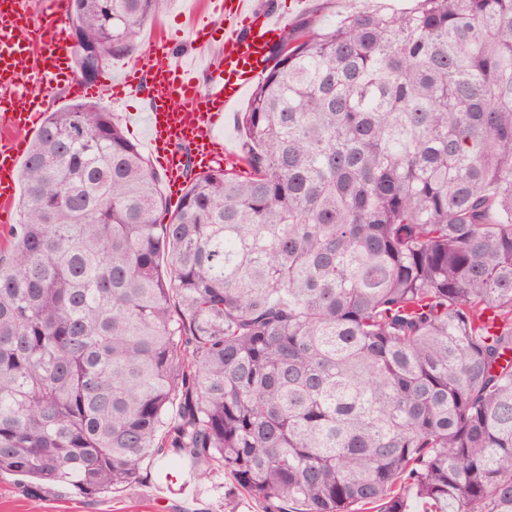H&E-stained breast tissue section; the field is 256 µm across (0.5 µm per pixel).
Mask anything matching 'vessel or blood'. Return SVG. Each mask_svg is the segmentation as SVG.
I'll use <instances>...</instances> for the list:
<instances>
[{
  "label": "vessel or blood",
  "mask_w": 512,
  "mask_h": 512,
  "mask_svg": "<svg viewBox=\"0 0 512 512\" xmlns=\"http://www.w3.org/2000/svg\"><path fill=\"white\" fill-rule=\"evenodd\" d=\"M203 10L190 52L165 35L155 36L149 65L127 63L120 78L104 76L98 87L71 77L66 0H42L36 21L29 0H0L1 224L11 220L17 170L47 108L46 95L62 84L75 99L98 96L105 86L112 101L147 100L141 116L145 146L161 160L172 202L182 196L188 168L207 169L219 159L237 162L220 135L224 114L269 68L283 16L269 0H204ZM214 18L224 25V42L218 56L208 59L202 51L210 44L207 29Z\"/></svg>",
  "instance_id": "obj_1"
}]
</instances>
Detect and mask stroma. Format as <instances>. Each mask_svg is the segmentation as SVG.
Instances as JSON below:
<instances>
[{"mask_svg":"<svg viewBox=\"0 0 512 512\" xmlns=\"http://www.w3.org/2000/svg\"><path fill=\"white\" fill-rule=\"evenodd\" d=\"M202 2L170 0L162 13L142 28L136 60L148 64V42L155 33L187 43ZM99 102L112 113L126 137L143 146L145 131L137 115L146 110V100L131 98L115 103L104 95ZM194 473L190 462L171 465L150 458L137 480L112 493L86 496L59 484L46 487L37 497L30 493L31 478L0 473V512H263V504L240 491L229 473L217 470L201 482L194 480Z\"/></svg>","mask_w":512,"mask_h":512,"instance_id":"1","label":"stroma"}]
</instances>
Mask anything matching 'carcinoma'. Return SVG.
Masks as SVG:
<instances>
[{"instance_id": "cac0c4a2", "label": "carcinoma", "mask_w": 512, "mask_h": 512, "mask_svg": "<svg viewBox=\"0 0 512 512\" xmlns=\"http://www.w3.org/2000/svg\"><path fill=\"white\" fill-rule=\"evenodd\" d=\"M167 0H74L95 60ZM283 29L243 171L163 177L97 102L47 115L0 247V473L143 461L265 512H512V0Z\"/></svg>"}]
</instances>
